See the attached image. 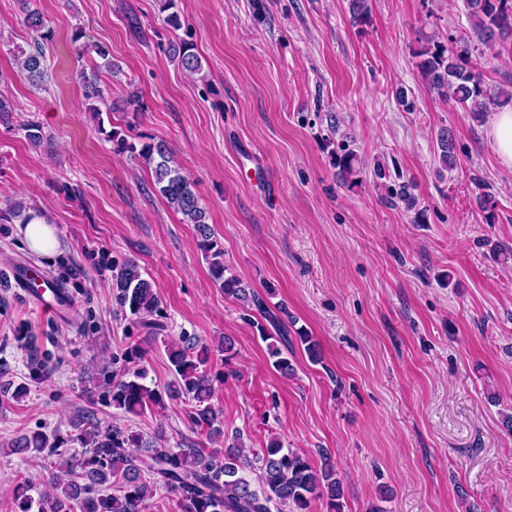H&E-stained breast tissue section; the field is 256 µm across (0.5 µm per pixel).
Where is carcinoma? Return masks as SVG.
<instances>
[{"label":"carcinoma","instance_id":"1","mask_svg":"<svg viewBox=\"0 0 512 512\" xmlns=\"http://www.w3.org/2000/svg\"><path fill=\"white\" fill-rule=\"evenodd\" d=\"M468 14L474 19V34L485 46L512 38V0H465ZM29 28L48 41L43 15L26 10ZM167 53L188 75L202 72L201 61L193 44L185 39L171 40ZM416 66L429 86L444 97H451L482 114L497 103L499 92L484 84L478 64L471 62L468 43L456 51L440 42L429 40L415 53ZM16 68L34 86L42 85L48 66L42 44L21 49L15 58ZM84 97L89 111L100 112L104 102L97 78H83ZM113 150L137 154L150 169L153 185L168 206L183 216V222L195 226L198 247L209 263L214 280L224 295L242 306L255 310L262 318L256 322L259 336L268 342L273 366L283 375L293 371L282 356L279 342H288V311L282 305L269 307L260 295L237 275H226L224 249L213 239L207 210L190 176L173 165V157L162 141H149L137 147L115 130L107 132ZM438 159L442 167L455 164L454 145L448 129L436 136ZM334 166L340 180L348 183L360 173L353 152L338 148ZM112 288L120 308L139 321L160 313L161 300L151 281L144 278L138 263L126 260L113 278ZM174 380L159 391L146 385L145 351L138 344L122 353L123 366L112 372L108 381V404L126 414L141 416L146 411L164 406V397L183 396L194 403L190 421L206 427L212 438L224 434V420L210 401L214 395L213 378L204 369L210 349L196 339L184 338L166 349ZM77 431L76 441L84 448L76 465L66 471L65 478L54 481L53 493L33 498L27 483L17 485L15 493L19 512H149L150 501L164 490L177 498L180 512H271L270 505H280L286 512H306L311 498L327 500L330 512H343L344 496L340 478L333 465L312 466L309 457L297 450L282 448L274 440L262 452L247 455L241 448L240 436L224 453H206L201 448H164L163 432L146 438L142 434L114 422L95 417L77 416L71 421ZM63 441L58 435L34 431L15 441L18 453L54 452ZM257 472L259 487H254L246 473Z\"/></svg>","mask_w":512,"mask_h":512}]
</instances>
